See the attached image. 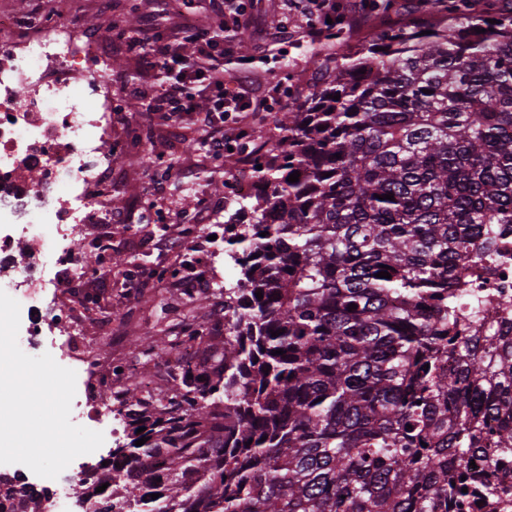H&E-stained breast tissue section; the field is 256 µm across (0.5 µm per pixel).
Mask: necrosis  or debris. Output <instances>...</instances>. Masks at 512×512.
Listing matches in <instances>:
<instances>
[{"label": "necrosis or debris", "mask_w": 512, "mask_h": 512, "mask_svg": "<svg viewBox=\"0 0 512 512\" xmlns=\"http://www.w3.org/2000/svg\"><path fill=\"white\" fill-rule=\"evenodd\" d=\"M107 69V55L74 23L35 25L0 10V289L21 306L19 347L75 371L71 420L106 436L112 396L98 384L102 352L86 333L91 274L77 236L87 228L90 242L111 245L123 220L111 206L118 162L102 151L112 138ZM168 244L178 256L173 284L210 291L200 266L216 241L189 247L172 234ZM498 246L501 262L460 299L483 336L512 322V228Z\"/></svg>", "instance_id": "1"}]
</instances>
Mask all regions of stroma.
<instances>
[{
  "label": "stroma",
  "mask_w": 512,
  "mask_h": 512,
  "mask_svg": "<svg viewBox=\"0 0 512 512\" xmlns=\"http://www.w3.org/2000/svg\"><path fill=\"white\" fill-rule=\"evenodd\" d=\"M125 0H0V5L15 13L31 17L42 23L75 16L90 34L100 38L105 46H112L117 38L108 13H119ZM138 6V27L153 25L159 32H168L187 21L200 26L212 23L209 0H195L185 16L160 11L157 0H133ZM252 18L243 35L252 47L253 62L250 73L259 81L279 83L280 88L268 98L261 112H245L239 120L246 125L266 122L269 113L279 111L283 104L292 101L309 83L313 68L307 55L308 43L300 24V16L288 19V31L272 40H261V33H270L271 16L282 13L281 0H245ZM143 116H130L127 123L116 128L112 135V151L123 166L121 177L112 187V204L124 214V224L112 227L116 245H123L129 238V229L140 224L144 210L161 215L168 224L194 226H223L233 214L236 205L224 200V187L242 163L241 154H227L216 159L205 150L193 147L192 142L201 138L200 128L188 120L172 121L153 116L150 138L141 145H134L133 131L140 128ZM154 156L176 158L177 164L169 180L163 181L156 193H148L150 182L158 181V168L146 169L140 165L143 151ZM124 267L113 268L111 274L93 280V287L103 289L101 303L115 315L129 319L130 325L122 339L124 352L135 353L133 338L153 336L159 330L170 328L180 321L183 312L182 298L167 294L164 302L153 299L152 290H145L136 300H129L124 288Z\"/></svg>",
  "instance_id": "obj_1"
}]
</instances>
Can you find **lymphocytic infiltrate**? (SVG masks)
Instances as JSON below:
<instances>
[{
  "label": "lymphocytic infiltrate",
  "instance_id": "f902f5d3",
  "mask_svg": "<svg viewBox=\"0 0 512 512\" xmlns=\"http://www.w3.org/2000/svg\"><path fill=\"white\" fill-rule=\"evenodd\" d=\"M214 27L186 26L160 36L142 30L128 37L123 48L141 57L147 70L161 71L164 81L156 86H136L135 93L146 102L150 111L166 112L181 119L193 117L204 131L201 144L212 156L224 154L227 139L224 126L236 112H256L267 97L249 82L245 70L225 74L224 59L234 53L230 43L217 42L213 28L228 30L244 28L249 19L245 0H211ZM286 10L301 9L305 35L319 41L329 24H362L374 11L371 0H350L339 7L334 0H283ZM192 39V54H180L183 39Z\"/></svg>",
  "mask_w": 512,
  "mask_h": 512
}]
</instances>
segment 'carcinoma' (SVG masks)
<instances>
[{
  "mask_svg": "<svg viewBox=\"0 0 512 512\" xmlns=\"http://www.w3.org/2000/svg\"><path fill=\"white\" fill-rule=\"evenodd\" d=\"M428 2L387 0L397 20L359 43L329 28L301 97L241 131L259 192L224 222L239 269L219 291L224 331L192 305L175 336L141 340L151 357L193 343L199 361L152 401L120 384L130 441L81 480L97 512H468L512 496L467 473L512 453V322L470 336L457 305L512 224V0ZM134 24L132 9L112 29ZM217 39L250 57L239 33ZM113 260L95 252L92 275ZM43 498L0 475V512Z\"/></svg>",
  "mask_w": 512,
  "mask_h": 512,
  "instance_id": "carcinoma-1",
  "label": "carcinoma"
}]
</instances>
